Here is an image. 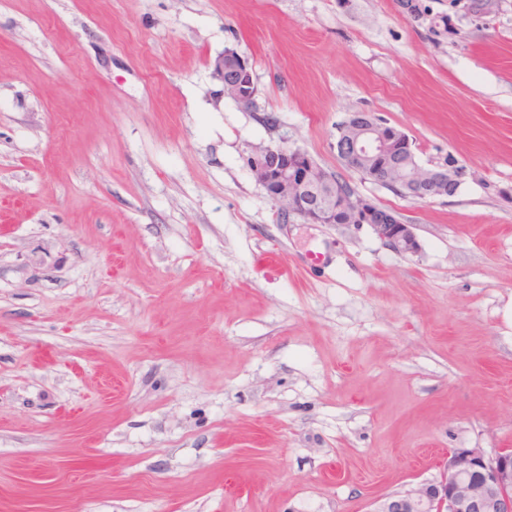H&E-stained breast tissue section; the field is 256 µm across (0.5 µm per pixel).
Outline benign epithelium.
Returning a JSON list of instances; mask_svg holds the SVG:
<instances>
[{"mask_svg": "<svg viewBox=\"0 0 512 512\" xmlns=\"http://www.w3.org/2000/svg\"><path fill=\"white\" fill-rule=\"evenodd\" d=\"M397 7L408 18L430 16L424 0H399ZM214 73L237 103L254 99L247 59L225 53L215 62ZM335 148L357 173L421 200L454 196L464 175L451 155L442 164L419 165L409 136L370 112H354L337 128ZM247 163L282 214L305 224L366 226L395 254L420 251L415 225L361 196L349 181L331 176L306 152L270 145L255 150ZM371 512H512V448L492 454L481 448H453L438 478L378 499Z\"/></svg>", "mask_w": 512, "mask_h": 512, "instance_id": "benign-epithelium-1", "label": "benign epithelium"}]
</instances>
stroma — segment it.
<instances>
[{"label": "stroma", "instance_id": "1", "mask_svg": "<svg viewBox=\"0 0 512 512\" xmlns=\"http://www.w3.org/2000/svg\"><path fill=\"white\" fill-rule=\"evenodd\" d=\"M426 2L0 0V512H368L512 448V0ZM359 111L458 193L345 165ZM276 144L420 252L282 217ZM237 55L241 65L232 53H224L215 62L214 73L222 81L224 92L243 105L244 101L254 99L256 90L252 68L248 60L240 54Z\"/></svg>", "mask_w": 512, "mask_h": 512}]
</instances>
